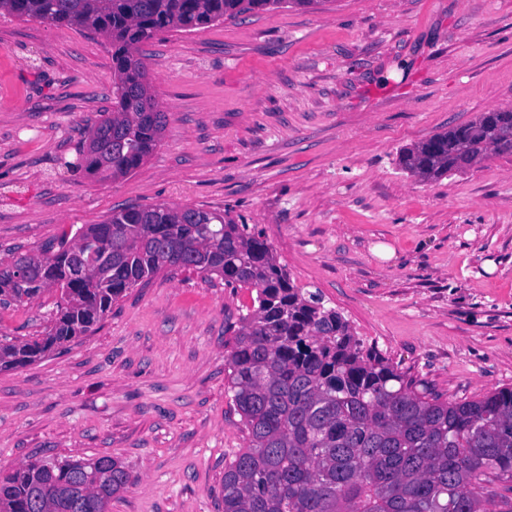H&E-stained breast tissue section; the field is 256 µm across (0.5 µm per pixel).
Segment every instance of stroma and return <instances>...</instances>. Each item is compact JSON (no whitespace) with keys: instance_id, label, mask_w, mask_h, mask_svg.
Instances as JSON below:
<instances>
[{"instance_id":"obj_1","label":"stroma","mask_w":512,"mask_h":512,"mask_svg":"<svg viewBox=\"0 0 512 512\" xmlns=\"http://www.w3.org/2000/svg\"><path fill=\"white\" fill-rule=\"evenodd\" d=\"M167 126L134 173L61 167L112 109L91 30L0 15V261L128 204L262 228L401 371L443 397L512 387V155L423 182L402 148L512 108V0H322L142 47ZM58 295L0 304V337L42 334ZM252 293L176 271L128 290L95 331L0 371V468L109 456L135 476L111 512H224L247 445L226 328Z\"/></svg>"}]
</instances>
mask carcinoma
<instances>
[{
  "instance_id": "carcinoma-1",
  "label": "carcinoma",
  "mask_w": 512,
  "mask_h": 512,
  "mask_svg": "<svg viewBox=\"0 0 512 512\" xmlns=\"http://www.w3.org/2000/svg\"><path fill=\"white\" fill-rule=\"evenodd\" d=\"M316 0H0V12L90 29L112 46V113L91 128L69 170L125 177L162 141L166 113L139 48L256 10ZM512 154V110H492L400 151L423 181ZM19 253L0 262V296L23 304L57 289L40 336L0 340V370L38 361L94 330L123 294L162 271H193L255 291L224 356L227 391L248 445L224 465V512H487L488 485L512 492V387L448 400L358 338L320 291L298 287L262 230L192 207L115 209L78 228L22 287ZM133 483L116 460H35L0 471V512H109Z\"/></svg>"
}]
</instances>
